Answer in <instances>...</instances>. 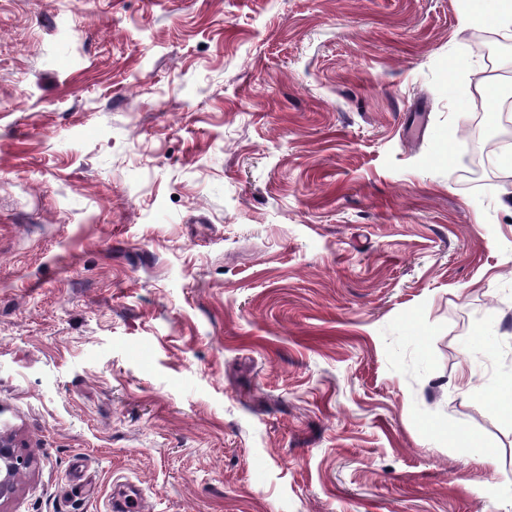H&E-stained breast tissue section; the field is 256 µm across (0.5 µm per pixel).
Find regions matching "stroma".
<instances>
[{
	"mask_svg": "<svg viewBox=\"0 0 512 512\" xmlns=\"http://www.w3.org/2000/svg\"><path fill=\"white\" fill-rule=\"evenodd\" d=\"M462 7L0 0V512H512V174L466 135L512 41ZM29 465L28 458L18 449L14 438L0 433V505L16 491V476Z\"/></svg>",
	"mask_w": 512,
	"mask_h": 512,
	"instance_id": "stroma-1",
	"label": "stroma"
}]
</instances>
